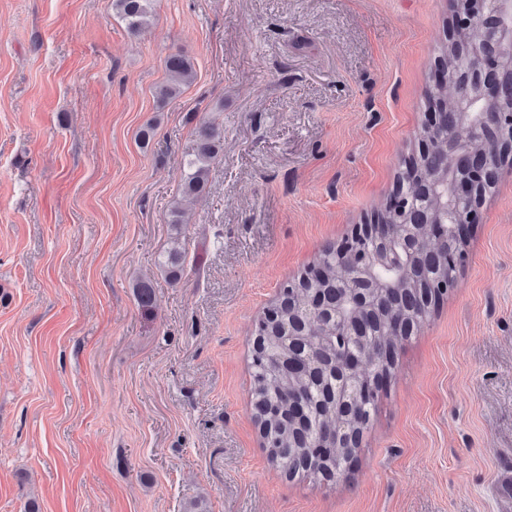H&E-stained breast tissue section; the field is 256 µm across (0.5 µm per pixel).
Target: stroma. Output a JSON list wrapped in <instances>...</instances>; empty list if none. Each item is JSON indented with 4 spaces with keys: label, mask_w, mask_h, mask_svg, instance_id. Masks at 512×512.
Wrapping results in <instances>:
<instances>
[{
    "label": "stroma",
    "mask_w": 512,
    "mask_h": 512,
    "mask_svg": "<svg viewBox=\"0 0 512 512\" xmlns=\"http://www.w3.org/2000/svg\"><path fill=\"white\" fill-rule=\"evenodd\" d=\"M452 15L451 0H157L134 37L111 0H0V512H505L511 165L348 476L285 479L251 411L257 319L393 193ZM177 50L195 76L162 106ZM210 118L224 150L177 237L182 157ZM175 241L178 282L158 267Z\"/></svg>",
    "instance_id": "1"
}]
</instances>
